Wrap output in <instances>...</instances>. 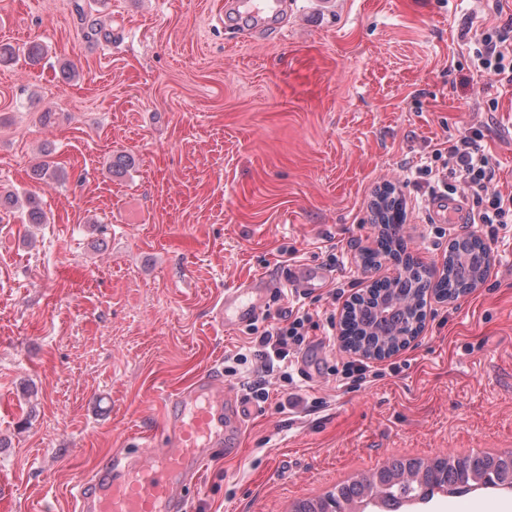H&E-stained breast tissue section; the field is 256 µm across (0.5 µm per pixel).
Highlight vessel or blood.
Wrapping results in <instances>:
<instances>
[{
    "label": "vessel or blood",
    "instance_id": "vessel-or-blood-1",
    "mask_svg": "<svg viewBox=\"0 0 512 512\" xmlns=\"http://www.w3.org/2000/svg\"><path fill=\"white\" fill-rule=\"evenodd\" d=\"M286 0H226L220 23L268 28L278 23ZM438 224H464L471 214L463 197L438 192L427 201ZM272 285L258 277L225 289L215 312L228 331L250 326L267 304ZM252 408L236 388L205 374L179 392L164 417L166 445L150 455L120 452L90 480L76 484L79 512H183V490L214 449L237 448Z\"/></svg>",
    "mask_w": 512,
    "mask_h": 512
}]
</instances>
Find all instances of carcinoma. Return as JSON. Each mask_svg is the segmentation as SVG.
Instances as JSON below:
<instances>
[{
  "instance_id": "1",
  "label": "carcinoma",
  "mask_w": 512,
  "mask_h": 512,
  "mask_svg": "<svg viewBox=\"0 0 512 512\" xmlns=\"http://www.w3.org/2000/svg\"><path fill=\"white\" fill-rule=\"evenodd\" d=\"M390 197L388 190L377 195L373 204L377 248L367 251L362 260L367 266H377L381 259L392 258L400 271L390 280L374 281L354 297L347 305L343 329L347 346L374 358L407 343L426 319V293L420 284L427 270L405 253L401 239L392 234ZM489 264V249L481 238L469 235L450 241L434 294L454 300L471 292L483 283ZM473 490L512 492V452L395 459L366 479L348 481L323 498L301 502L294 512H389L391 508L404 512L430 502L441 492L466 494Z\"/></svg>"
}]
</instances>
